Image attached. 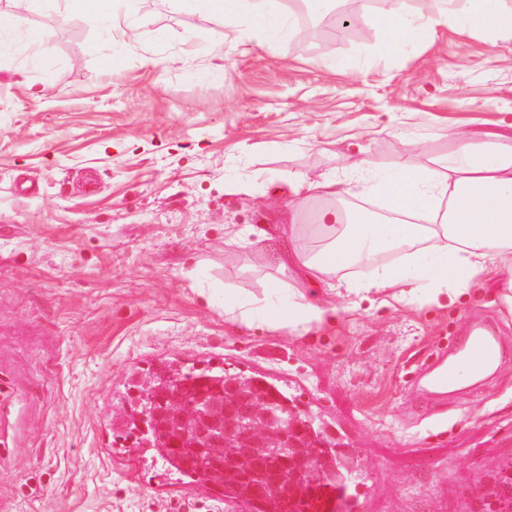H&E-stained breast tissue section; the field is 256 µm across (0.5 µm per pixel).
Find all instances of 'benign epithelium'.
<instances>
[{
  "label": "benign epithelium",
  "instance_id": "obj_1",
  "mask_svg": "<svg viewBox=\"0 0 512 512\" xmlns=\"http://www.w3.org/2000/svg\"><path fill=\"white\" fill-rule=\"evenodd\" d=\"M152 413L164 431L175 433L174 443L184 440L193 450L209 455L216 474L228 463L242 483L260 474L257 492L277 502V512H295V497L303 487L327 483L338 475L354 479L348 460L337 458L329 465L316 458L304 443L313 433L300 414L276 401L256 399L235 383L224 388L221 398L184 400L157 394Z\"/></svg>",
  "mask_w": 512,
  "mask_h": 512
}]
</instances>
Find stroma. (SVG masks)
<instances>
[{
    "mask_svg": "<svg viewBox=\"0 0 512 512\" xmlns=\"http://www.w3.org/2000/svg\"><path fill=\"white\" fill-rule=\"evenodd\" d=\"M399 6L338 0L302 46L261 48L170 0H129L135 44L62 6L21 12L0 42V512H251L127 438L136 386L164 362L284 390L355 457V512H496L512 312L495 283L415 305L311 288L334 315L302 335L245 328L204 294L283 301L269 241L230 252L224 235L290 223L289 174L425 165L449 132L512 122V36L440 26L387 53L370 22ZM476 328L499 368L432 392L428 372Z\"/></svg>",
    "mask_w": 512,
    "mask_h": 512,
    "instance_id": "stroma-1",
    "label": "stroma"
}]
</instances>
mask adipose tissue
I'll return each instance as SVG.
<instances>
[{"mask_svg": "<svg viewBox=\"0 0 512 512\" xmlns=\"http://www.w3.org/2000/svg\"><path fill=\"white\" fill-rule=\"evenodd\" d=\"M180 9L248 30L258 45L286 38L300 42L287 0H171ZM504 0H448L441 14L403 9L374 21L382 48L401 51L423 32L446 24L512 32ZM454 151L429 165L404 162L378 170L367 166L348 178H289L294 211L313 198L330 201L313 224H293L288 246L271 250L269 266L290 271L275 286L285 304L253 307L233 285L224 287V313L240 325L302 334L324 324L332 308L312 302L308 289L329 288L338 270H349L346 288L390 292L403 302L422 292L469 289L497 280L512 308V122L501 130L452 134ZM382 200L393 218L375 222L340 207L348 196Z\"/></svg>", "mask_w": 512, "mask_h": 512, "instance_id": "ef3b65f1", "label": "adipose tissue"}]
</instances>
